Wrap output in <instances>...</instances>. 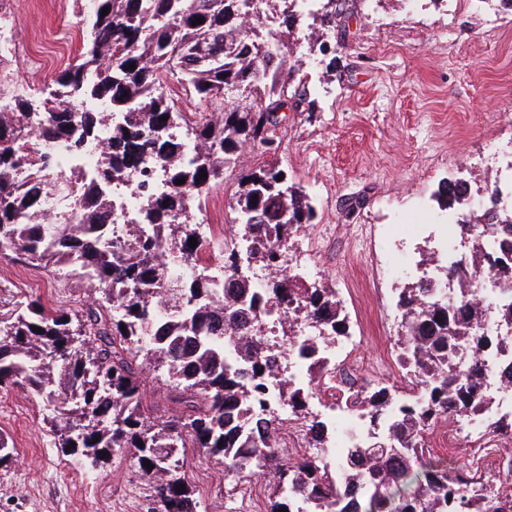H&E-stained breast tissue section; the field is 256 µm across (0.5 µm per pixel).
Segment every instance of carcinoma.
<instances>
[{"instance_id": "cac0c4a2", "label": "carcinoma", "mask_w": 512, "mask_h": 512, "mask_svg": "<svg viewBox=\"0 0 512 512\" xmlns=\"http://www.w3.org/2000/svg\"><path fill=\"white\" fill-rule=\"evenodd\" d=\"M253 2L97 0L90 16L93 50L80 46L76 63L57 75L42 102L16 96L0 105V257L58 267L93 293L71 309L21 301L0 289V388L64 397L47 419L56 446L66 454L71 448L93 454L92 467L104 465L115 448L134 449L141 478L155 492L167 489L170 512H198L193 486L175 459L180 448L202 449L227 475L271 476L276 501L270 512H487L486 496L460 491L469 483L466 473L442 458L419 467L413 458L432 422L475 414L481 354L506 338L480 331L483 309L458 318L454 306L467 305L463 300L445 299L436 308L421 283L400 289L398 341L424 380L423 399L401 401L375 387L362 400V418L383 441L382 455L368 462L375 445L368 436L353 449L362 460L355 469H324L311 456L291 464L277 454L275 427L256 434L248 425L264 409L280 368L260 320L249 326V315L295 300L302 323L338 336L346 331L334 289L309 288L281 274L275 246L310 223L313 208L305 193L278 179L280 170L246 175L236 198L235 222L263 280L236 274L233 254L224 269L237 288L222 299L216 280L182 269L209 260L215 249L212 241L189 245L195 202L224 179L242 148L266 143L271 114L288 101L298 108L310 95L296 82L289 58L299 14L282 0H265L280 28L259 18L245 25ZM104 7L109 13L103 16ZM199 18L203 22L194 24ZM339 21L337 0H322L306 25L312 45L324 51L321 37ZM167 74L210 105L211 116L185 126L163 80ZM103 131L108 137L96 175L65 170L72 152ZM154 165L161 167L162 187L135 214L138 231L112 238L114 205L104 187ZM460 224L472 249L479 248L483 228L466 215ZM463 344L471 359L460 367ZM301 351L310 377L327 370L314 345ZM147 372L164 377L162 398L172 409L165 419L145 411ZM278 387L292 413L308 419L303 389ZM325 432L323 422L309 419V447H324Z\"/></svg>"}]
</instances>
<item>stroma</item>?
Returning <instances> with one entry per match:
<instances>
[{
    "mask_svg": "<svg viewBox=\"0 0 512 512\" xmlns=\"http://www.w3.org/2000/svg\"><path fill=\"white\" fill-rule=\"evenodd\" d=\"M498 22L489 12L453 0H342L344 28L324 34L328 49L316 70L301 69L314 102L286 112L267 145L244 149L224 171V182L205 198L201 216L232 225L234 189L255 169L282 170L311 198L314 218L295 248L316 240L318 280L346 289L358 314L362 349L374 358L396 341L397 322H385L415 264L439 245L429 236L398 248L388 227L416 219L429 207L437 220L447 212L436 200L438 185L460 165L472 164V194L496 180L512 179V0H498ZM14 19L21 49L9 62L0 96L34 97L74 62L87 33V0H0ZM373 227L360 263H352L351 234ZM382 274L376 297L366 296L371 268ZM0 288L21 300L79 307L84 289H63L56 273L5 257ZM42 399L20 389H0V431L15 448V462L0 466V512H145L144 485L127 452H114L96 471L76 464L55 446ZM184 468L197 490L201 512H250L265 508L235 493L224 475L195 448L185 449Z\"/></svg>",
    "mask_w": 512,
    "mask_h": 512,
    "instance_id": "1",
    "label": "stroma"
}]
</instances>
